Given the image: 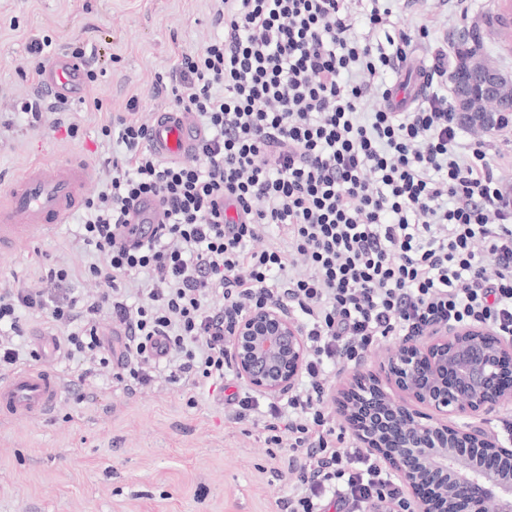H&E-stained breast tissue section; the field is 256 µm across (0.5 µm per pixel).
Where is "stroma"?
Here are the masks:
<instances>
[{"label":"stroma","instance_id":"35a3bbf8","mask_svg":"<svg viewBox=\"0 0 512 512\" xmlns=\"http://www.w3.org/2000/svg\"><path fill=\"white\" fill-rule=\"evenodd\" d=\"M493 0H450L447 27H439L423 8L398 14L412 29L428 27L419 47L433 63L441 39L457 42L468 31L484 54L512 76V54L498 45L488 16ZM469 19L460 22L459 12ZM205 0H0V86L14 95L37 87L31 39H48L55 49H96L89 91L78 105L61 113L76 123V136L30 130L12 98L0 100V117L12 127L0 133V179L10 178L35 160L54 162L78 155L90 163L92 179L85 198L101 188V164L112 154L102 133L113 113L138 97L149 111L157 72L181 52H194L221 35ZM78 219L57 225L44 237L0 254V280L37 282L45 269L63 263L74 272L75 295H91L105 282L86 277L95 262L78 240ZM404 343L392 336L370 349L357 365L330 371L326 411L346 445L356 438L338 405L354 370L382 375L387 358ZM41 370L57 375L62 392L46 420L0 419V512H285L289 489L282 471L284 450H272L262 424L234 423L226 396L245 391L235 372L224 377L223 391L188 389L169 383L168 368L154 383L131 392L107 371L78 383L82 362L53 353Z\"/></svg>","mask_w":512,"mask_h":512}]
</instances>
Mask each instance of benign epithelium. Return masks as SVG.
<instances>
[{
    "label": "benign epithelium",
    "mask_w": 512,
    "mask_h": 512,
    "mask_svg": "<svg viewBox=\"0 0 512 512\" xmlns=\"http://www.w3.org/2000/svg\"><path fill=\"white\" fill-rule=\"evenodd\" d=\"M453 95L460 111L475 96L501 98L497 76L467 70L456 77ZM237 376L258 393L278 399L291 391L304 366L301 329L283 306L265 302L241 316L227 346ZM512 337L486 327H438L421 343L410 338L384 365L386 377L405 399L392 400L382 381L355 372L340 406L369 452L397 475L407 496L397 512H512V479L499 471L512 450L453 417L489 412L512 402ZM428 409L422 412L419 407ZM429 461L427 481L419 463Z\"/></svg>",
    "instance_id": "1"
}]
</instances>
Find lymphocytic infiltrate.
<instances>
[{"instance_id": "obj_1", "label": "lymphocytic infiltrate", "mask_w": 512, "mask_h": 512, "mask_svg": "<svg viewBox=\"0 0 512 512\" xmlns=\"http://www.w3.org/2000/svg\"><path fill=\"white\" fill-rule=\"evenodd\" d=\"M224 28L202 51L156 73L152 109L188 112L208 129L196 155L169 160L148 144L138 99L103 133L118 150L86 201L80 240L105 291L77 301L64 266L41 285H0V377L22 366L21 311L46 314L67 357L116 367L118 381L151 385L157 364L178 361L170 383H219L231 365L226 335L260 302L308 316L303 387L286 403L252 394L227 403L234 423L263 410L267 441L288 446V512H388L392 479L363 448H348L323 412L328 364H344L389 336L482 325L512 335V179L486 137L512 120L462 123L448 98L451 52L440 48L429 88L393 108L383 72H414L416 38L398 28L387 46L351 36L349 0H206ZM472 132L470 154L457 140ZM164 221L129 239L141 198ZM235 207L229 224L217 202ZM279 225L287 247L266 243ZM141 276L138 304L126 280ZM118 334L105 337L101 317Z\"/></svg>"}]
</instances>
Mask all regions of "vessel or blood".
Segmentation results:
<instances>
[{
	"label": "vessel or blood",
	"mask_w": 512,
	"mask_h": 512,
	"mask_svg": "<svg viewBox=\"0 0 512 512\" xmlns=\"http://www.w3.org/2000/svg\"><path fill=\"white\" fill-rule=\"evenodd\" d=\"M37 83L53 106L80 103L88 90L85 62L70 53L56 54L40 72ZM425 79L417 77L409 89L396 91L392 104L410 108L424 93ZM207 138L205 130L184 112H160L151 123L149 143L169 158H185ZM92 169L81 157L64 162L36 161L9 179L0 200V252L11 250L31 236L49 234L66 223L83 199ZM130 223L159 224L163 207L154 197L140 199ZM61 393L57 376L36 369H21L0 378V415L14 420L48 418Z\"/></svg>",
	"instance_id": "obj_1"
}]
</instances>
